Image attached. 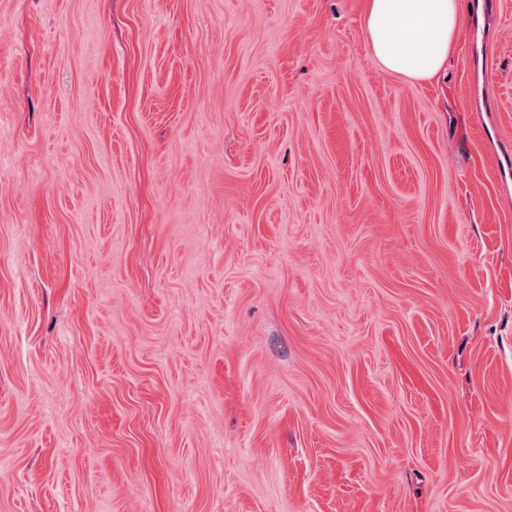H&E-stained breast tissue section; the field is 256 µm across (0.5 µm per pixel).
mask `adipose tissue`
I'll use <instances>...</instances> for the list:
<instances>
[{
  "instance_id": "ef3b65f1",
  "label": "adipose tissue",
  "mask_w": 512,
  "mask_h": 512,
  "mask_svg": "<svg viewBox=\"0 0 512 512\" xmlns=\"http://www.w3.org/2000/svg\"><path fill=\"white\" fill-rule=\"evenodd\" d=\"M462 18L461 0H366L363 28L381 69L429 82L454 51Z\"/></svg>"
}]
</instances>
